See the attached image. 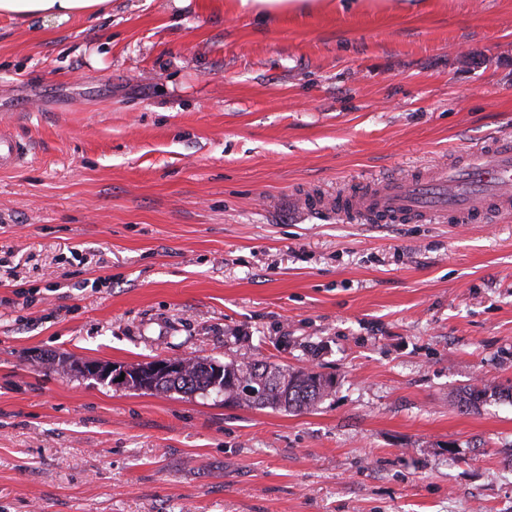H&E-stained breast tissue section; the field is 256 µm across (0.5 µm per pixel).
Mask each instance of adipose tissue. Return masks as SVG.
<instances>
[{"label":"adipose tissue","instance_id":"ef3b65f1","mask_svg":"<svg viewBox=\"0 0 512 512\" xmlns=\"http://www.w3.org/2000/svg\"><path fill=\"white\" fill-rule=\"evenodd\" d=\"M112 0H0V16L24 22L34 19L64 22L108 12Z\"/></svg>","mask_w":512,"mask_h":512}]
</instances>
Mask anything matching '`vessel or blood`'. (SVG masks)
<instances>
[{
	"instance_id": "vessel-or-blood-1",
	"label": "vessel or blood",
	"mask_w": 512,
	"mask_h": 512,
	"mask_svg": "<svg viewBox=\"0 0 512 512\" xmlns=\"http://www.w3.org/2000/svg\"><path fill=\"white\" fill-rule=\"evenodd\" d=\"M25 154L19 140L0 132V169L17 166ZM336 206L379 224L492 223L512 210V139L415 179L375 180L368 190L338 197Z\"/></svg>"
}]
</instances>
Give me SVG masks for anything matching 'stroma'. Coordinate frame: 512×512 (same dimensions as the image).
<instances>
[{
  "label": "stroma",
  "mask_w": 512,
  "mask_h": 512,
  "mask_svg": "<svg viewBox=\"0 0 512 512\" xmlns=\"http://www.w3.org/2000/svg\"><path fill=\"white\" fill-rule=\"evenodd\" d=\"M399 2L0 16V129L27 147L0 170V512H512V215L303 204L512 138V0ZM62 354L251 356L336 388L227 406ZM242 10L265 16H277L288 12L312 11L321 7L317 0H240Z\"/></svg>",
  "instance_id": "stroma-1"
}]
</instances>
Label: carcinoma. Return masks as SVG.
<instances>
[{
  "mask_svg": "<svg viewBox=\"0 0 512 512\" xmlns=\"http://www.w3.org/2000/svg\"><path fill=\"white\" fill-rule=\"evenodd\" d=\"M178 372H152L151 364L124 369L122 385L156 393L181 392L224 397L226 406L271 408L286 412L311 410L335 392L334 379L312 368H288L259 359L240 357L224 364L201 357H185ZM486 388L471 385L459 394L464 411L477 407Z\"/></svg>",
  "mask_w": 512,
  "mask_h": 512,
  "instance_id": "carcinoma-1",
  "label": "carcinoma"
}]
</instances>
